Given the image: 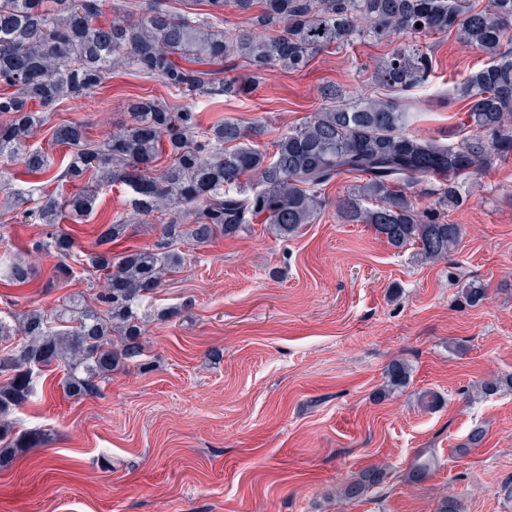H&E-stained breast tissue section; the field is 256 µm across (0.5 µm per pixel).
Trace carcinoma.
Listing matches in <instances>:
<instances>
[{
	"mask_svg": "<svg viewBox=\"0 0 512 512\" xmlns=\"http://www.w3.org/2000/svg\"><path fill=\"white\" fill-rule=\"evenodd\" d=\"M203 2L213 18L226 8L252 15L266 34L228 38L194 12L171 13L165 0H132L136 18L108 24L99 22L102 0H0V114L10 115L0 126V158L35 182L49 174L61 183L88 177L96 187L119 183L130 190V211L101 226L99 249L86 257V265L107 279L95 295L98 308L82 307L83 297L75 295L52 315L34 307L10 322L0 318V343H7L0 349V433L11 430L9 416L36 394L35 376L59 368L69 396L94 397L113 370L138 361L145 334L138 309L183 269L177 244L232 237L255 223L288 239L313 223L327 186L353 174L363 183L337 200L343 223L369 224L392 248L410 247L424 262L446 259L463 234L462 225L445 220L448 209L463 202L460 178L512 155V49L503 46L512 0L483 6L475 0ZM419 34H453L490 59L450 90L449 99L465 109L455 142L408 130L405 95L428 84L433 72L431 55L407 41ZM393 35L405 41L378 66V95L351 101L330 91L324 107L280 135L270 151L251 144L261 133L256 125H205L194 109L153 97L135 102L128 121L105 143L91 140L78 121L52 126L51 144L73 149L58 172L47 152L28 144L49 121L51 107L89 94L118 65L160 79L177 95L235 97L267 70L295 72L318 51ZM186 57L237 62L251 73L243 80L220 78L212 70L179 66L176 59ZM34 103L39 109L31 108ZM164 155L170 161L155 168ZM424 183L432 203L420 209L409 190ZM96 197L91 190L61 200L51 196L23 212L50 228L32 249H53L62 273L70 272L74 243L55 230L56 220L62 213L85 220ZM155 213L168 219L152 246L112 251L128 237L132 221ZM34 275L27 262H13L4 285L24 286ZM461 292L472 305L487 296L473 281L463 282ZM408 374L405 363H391L388 387H400ZM381 481L378 469H366L341 494L361 499Z\"/></svg>",
	"mask_w": 512,
	"mask_h": 512,
	"instance_id": "obj_1",
	"label": "carcinoma"
}]
</instances>
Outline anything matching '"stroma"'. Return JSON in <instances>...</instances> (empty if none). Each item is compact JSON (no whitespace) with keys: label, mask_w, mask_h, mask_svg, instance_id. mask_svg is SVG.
Here are the masks:
<instances>
[{"label":"stroma","mask_w":512,"mask_h":512,"mask_svg":"<svg viewBox=\"0 0 512 512\" xmlns=\"http://www.w3.org/2000/svg\"><path fill=\"white\" fill-rule=\"evenodd\" d=\"M415 41L431 50L435 74L409 95L411 130L443 139L462 114L449 87L487 57L452 35ZM402 42L320 51L303 70L265 72L230 98L176 96L118 67L50 118L83 121L104 142L131 100L151 95L192 107L206 125L261 122L257 142L268 148L321 107L325 87L375 95V65ZM357 181L333 180L319 219L292 238L256 224L191 249L190 263L141 304V362L114 371L101 396L69 397L57 373H44L10 419L45 439L0 455V512H437L447 496L463 512H512V157L468 179L466 202L448 213L463 238L436 263L338 219L336 202ZM128 197L107 186L86 221L62 219L77 257L62 284L55 254L31 248L43 225L25 223L0 195V263L19 253L36 271L29 285H0V317L50 312L74 294L92 301L107 282L82 258ZM461 273L486 288L481 304L462 297ZM397 360L409 379L391 392L386 369ZM494 379L497 390L482 389ZM429 389L442 398L430 411L420 404ZM476 427L485 440L467 447ZM425 460L430 470L415 477ZM369 467L382 469L381 484L342 497Z\"/></svg>","instance_id":"1"}]
</instances>
